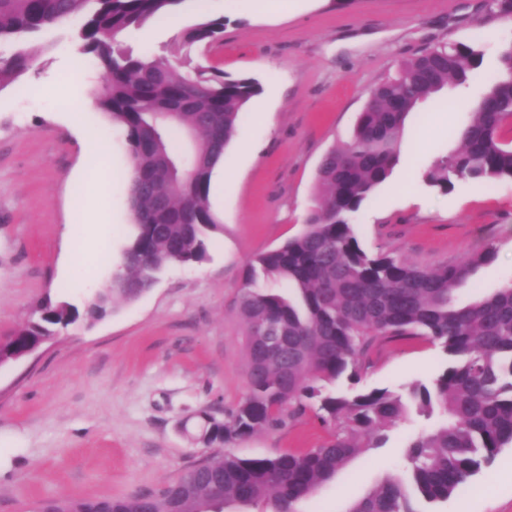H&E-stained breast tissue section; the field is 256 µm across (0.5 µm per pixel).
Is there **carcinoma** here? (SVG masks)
<instances>
[{
    "label": "carcinoma",
    "mask_w": 512,
    "mask_h": 512,
    "mask_svg": "<svg viewBox=\"0 0 512 512\" xmlns=\"http://www.w3.org/2000/svg\"><path fill=\"white\" fill-rule=\"evenodd\" d=\"M186 0H0V40L23 42L76 16L81 50L104 71L97 107L124 131L132 162L128 197L133 224L112 272L83 317L94 322L119 301L132 302L178 261L199 263L220 221L210 206L214 168L236 134L259 82L230 78L193 63L202 44L224 33V17L182 29L180 64L149 59L117 36L179 11ZM31 51L0 58V89L29 66ZM475 43H443L400 61L372 87L352 136L322 159L305 227L245 266L236 313L245 325L246 393L224 416L221 445L295 420L309 409L332 428L318 448L240 458L219 451L178 482L125 497L45 502L41 512H267L299 506L356 458L386 445L388 432L413 413L429 427L402 448V473L386 475L345 512H428L512 446V287L465 306L454 302L482 253L432 267L360 244L354 218L398 162L405 122L418 104L449 85L483 80L461 145L439 158L425 181L444 192L458 182L512 183V43L496 72L480 76ZM282 280L288 293L257 287ZM37 321L0 344L22 348L76 321L67 302L46 299ZM380 336H422L446 356L428 382L405 392L361 389L362 362Z\"/></svg>",
    "instance_id": "obj_1"
}]
</instances>
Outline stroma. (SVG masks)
Segmentation results:
<instances>
[{
	"label": "stroma",
	"instance_id": "obj_1",
	"mask_svg": "<svg viewBox=\"0 0 512 512\" xmlns=\"http://www.w3.org/2000/svg\"><path fill=\"white\" fill-rule=\"evenodd\" d=\"M206 16L224 17V32L195 61L262 85L231 143L239 177L210 194L221 226L205 261L171 266L139 299L94 324H70L0 366V512L155 491L204 462L212 453L202 440L207 417L223 418L245 394L244 325L234 311L243 269L301 231L317 167L348 142L367 90L398 61L440 42L475 40L481 30L490 75L512 42V18L489 14L486 0H188L177 27L152 21L124 43L169 59L181 27ZM80 24L76 17L34 38L28 70L0 89V339L27 324L44 298L85 307L67 256L89 171L85 135L105 143L113 162L97 199L110 216L105 237L119 245L132 223L124 134L97 107L105 78L78 49ZM481 91L478 83L448 87L409 115L396 167L355 219L367 251L423 266L493 249L494 260L460 291L462 305L512 283V183L461 182L444 193L423 175L458 146ZM444 366L423 339L382 336L362 384L400 393ZM422 427L415 416L401 422L385 447L355 459L303 512H345L400 470V448ZM326 435L309 411L224 450L274 455L317 447ZM468 486L437 512H512V447Z\"/></svg>",
	"mask_w": 512,
	"mask_h": 512
}]
</instances>
